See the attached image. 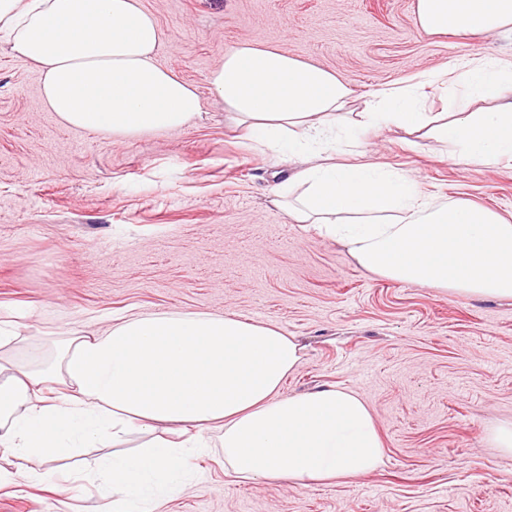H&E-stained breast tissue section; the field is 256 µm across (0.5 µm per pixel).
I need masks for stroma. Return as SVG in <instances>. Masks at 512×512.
<instances>
[{"label": "stroma", "mask_w": 512, "mask_h": 512, "mask_svg": "<svg viewBox=\"0 0 512 512\" xmlns=\"http://www.w3.org/2000/svg\"><path fill=\"white\" fill-rule=\"evenodd\" d=\"M415 2L142 0L166 33L159 63L198 90L202 109L184 127L127 136L64 125L0 34V319L24 311L23 360L124 315H230L297 340L285 393L333 385L376 416L384 459L367 476L241 483L217 453L197 459L166 512H512V456L489 439L512 423V298L393 281L296 223L275 202L282 155L229 128L209 92L210 71L245 43L332 71L357 112L419 72L512 53V34L426 33ZM405 137L368 136L367 160L512 220V167L459 166L445 145ZM107 454L83 448L41 466L38 482L1 486L0 512H109Z\"/></svg>", "instance_id": "obj_1"}]
</instances>
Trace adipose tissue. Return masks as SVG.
<instances>
[{"instance_id": "ef3b65f1", "label": "adipose tissue", "mask_w": 512, "mask_h": 512, "mask_svg": "<svg viewBox=\"0 0 512 512\" xmlns=\"http://www.w3.org/2000/svg\"><path fill=\"white\" fill-rule=\"evenodd\" d=\"M415 20L430 34L512 33V0H416ZM0 32L38 69L46 106L67 126L123 136L179 128L201 110L196 88L158 63L165 32L141 0H0ZM459 82L477 110H423L424 89ZM208 84L231 126L288 155L337 129L395 126L452 146L461 164L512 160V56H474L456 75L419 73L354 115L333 72L275 48L227 51ZM286 183L279 203L289 215L317 225L363 268L475 299L512 297V223L497 212L437 201L359 151L291 170ZM23 340L21 323L0 321V456L46 463L142 434L137 453L105 462L114 512H161L215 448L242 481H339L383 461L375 417L353 392L283 396L300 347L272 325L129 315L53 343L27 365L14 353Z\"/></svg>"}]
</instances>
